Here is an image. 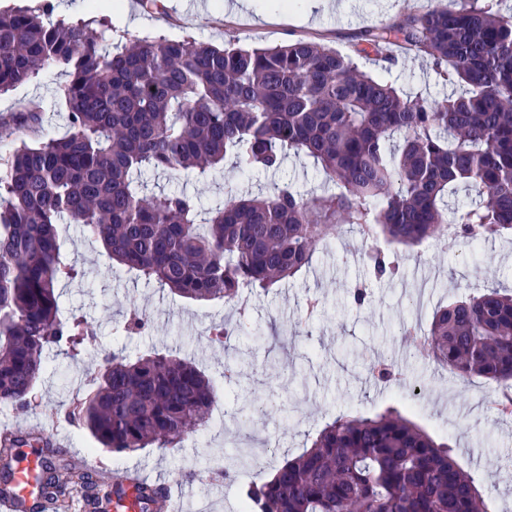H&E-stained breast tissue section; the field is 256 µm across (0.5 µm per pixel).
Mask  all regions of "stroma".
<instances>
[{"label": "stroma", "mask_w": 512, "mask_h": 512, "mask_svg": "<svg viewBox=\"0 0 512 512\" xmlns=\"http://www.w3.org/2000/svg\"><path fill=\"white\" fill-rule=\"evenodd\" d=\"M236 0H164L161 14L145 12L139 0H127L128 13L112 24V40L132 43L159 35L222 45L229 38L251 46H275L306 38L343 52L358 48L368 29L418 16L432 7L457 10L459 0H331L330 7L312 8L309 0H292L288 13L279 0H253L240 9ZM364 70L408 93L446 98L448 86L428 61L399 55L394 65L363 61ZM58 67L44 70L34 81L0 96V118L37 104L38 124L0 135V158L20 142L38 143L70 129L61 88L67 82ZM150 191H198L203 204L225 199L228 186L270 192L288 184L299 193L321 191L325 179L313 160L289 154L280 170L225 167L198 184L178 173H147ZM60 252L84 268V280L62 283V311L83 314L89 336L76 351L49 346L46 372L36 399L21 411L0 406V433L44 426L66 444L55 458L58 489L37 512H103L96 495L80 486L68 464L69 455H91L109 471L110 482L136 472L170 487L181 512H240L237 486L205 479L206 469L236 458L239 449L257 454L247 462L251 473L270 474L285 459L309 446L323 425L339 414L367 415L389 406L448 443L458 464L478 480L488 512H512V484L498 475L512 467V415L497 412L494 382L481 377L459 379L448 368L418 355L402 343V321H429L439 304L477 295L495 284L512 286V239L470 243L462 239L428 241L399 248L402 276L388 282L373 279L358 248L360 237L341 225L335 240L320 249L309 267L265 295H247V311L223 301L194 302L168 289L134 280L124 268L109 266L102 247L82 225L58 227ZM369 281L364 306L354 304L349 290ZM138 307L149 329L133 336L117 329L129 307ZM242 323L243 331L222 350L209 342L216 323ZM137 357L161 352L196 364L221 390L218 413L200 441L175 450L147 448L115 454L97 447L66 410L94 384L104 353ZM395 361L403 373L399 383L376 384L369 367ZM420 396H413V387Z\"/></svg>", "instance_id": "stroma-1"}]
</instances>
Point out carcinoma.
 Returning <instances> with one entry per match:
<instances>
[{
  "label": "carcinoma",
  "mask_w": 512,
  "mask_h": 512,
  "mask_svg": "<svg viewBox=\"0 0 512 512\" xmlns=\"http://www.w3.org/2000/svg\"><path fill=\"white\" fill-rule=\"evenodd\" d=\"M497 0H461L381 25L343 53L299 39L264 49L222 48L165 36L112 44L104 17L54 16L51 0L0 11V93L50 66L63 87L71 131L22 144L0 165V404L30 405L43 352L71 351L87 320L65 316L57 285L86 271L66 263L57 226L70 220L101 243L110 263L183 298L237 305L309 266L336 226L381 239L361 255L377 279L400 272L396 247L448 237L512 234V14ZM401 45L429 61L448 97L407 96L361 70ZM28 105L0 130L39 120ZM319 165L328 187L304 197L290 186L232 195L203 209L186 190L145 194L148 171L208 178L231 155L242 169L278 171L289 152ZM480 194L448 212V193ZM131 307L123 332H143ZM401 340L465 379L512 390V292L488 287L433 312L428 329L406 323ZM98 389L67 417L104 448H175L210 422L219 394L195 366L153 353L103 359ZM400 379L386 361L370 368ZM248 512H487L473 474L452 449L388 407L339 414L300 455L247 485Z\"/></svg>",
  "instance_id": "carcinoma-1"
}]
</instances>
